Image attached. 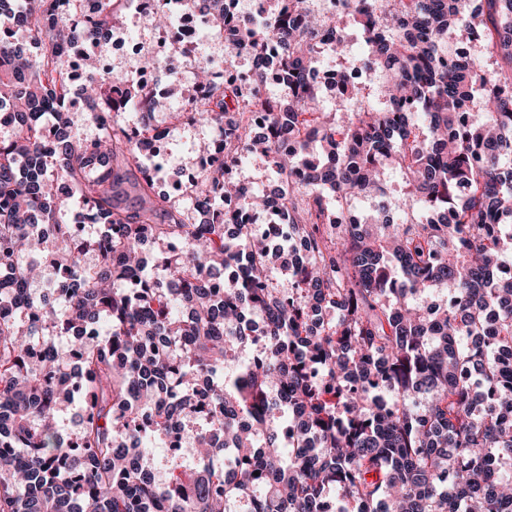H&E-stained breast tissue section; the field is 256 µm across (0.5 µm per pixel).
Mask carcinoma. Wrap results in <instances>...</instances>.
<instances>
[{
	"mask_svg": "<svg viewBox=\"0 0 512 512\" xmlns=\"http://www.w3.org/2000/svg\"><path fill=\"white\" fill-rule=\"evenodd\" d=\"M12 2L0 0V20L33 46L0 25V113L13 126L0 140V277L11 283L0 288V512H512V419L483 407L492 392L512 410V373L496 357L512 347V278L497 276L512 252V0H340L332 17L310 0H267L268 25L239 38L256 58L280 41L286 102L212 84L198 63L206 92L183 117L215 127L224 158L191 193L264 209L273 199L225 167L244 153L272 158L279 208L307 248L282 258L286 293L266 282L271 254L247 225L227 233L226 213L191 222L141 162V131L116 117L162 101L99 76L89 57L83 92L104 99L91 113L102 136L73 132L68 45L112 27L124 0H95L79 20L49 0ZM344 18L359 56H347ZM453 28L477 33L484 57L449 52ZM324 40L346 59L331 111L311 74ZM254 112L268 122L262 137L248 134ZM286 123L300 135L292 153L280 151ZM390 169L405 199L380 202L363 224L327 222V195L339 207L384 198ZM74 195L98 238L81 236V219L60 221ZM416 203L425 216L391 220ZM148 242L170 247L154 287ZM50 254L57 280L31 305ZM245 255L216 299L210 281ZM442 288L455 301L430 320L418 298ZM250 312L264 317V351L226 373L253 344ZM103 320L104 338L85 335ZM71 334L59 348L55 337ZM76 401L66 432L61 413ZM181 437L194 444L191 470ZM157 438L173 449L165 488L150 469Z\"/></svg>",
	"mask_w": 512,
	"mask_h": 512,
	"instance_id": "1",
	"label": "carcinoma"
}]
</instances>
